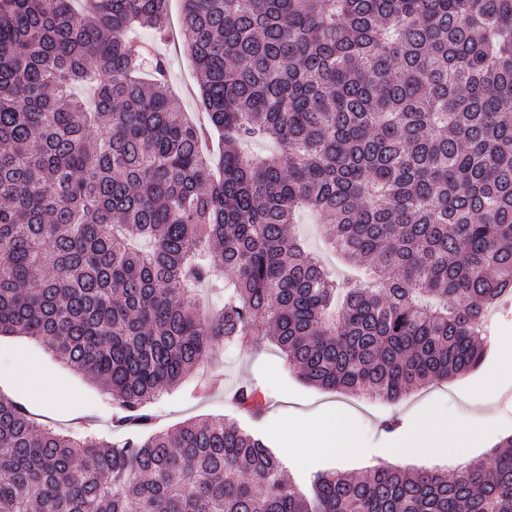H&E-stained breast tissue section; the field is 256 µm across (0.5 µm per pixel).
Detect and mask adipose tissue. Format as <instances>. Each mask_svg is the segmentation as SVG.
Returning <instances> with one entry per match:
<instances>
[{
    "label": "adipose tissue",
    "instance_id": "ef3b65f1",
    "mask_svg": "<svg viewBox=\"0 0 512 512\" xmlns=\"http://www.w3.org/2000/svg\"><path fill=\"white\" fill-rule=\"evenodd\" d=\"M477 432L466 425H451L447 420L435 417L419 419L407 440L395 448V461L408 463L415 455L447 447L455 443L457 448L470 447Z\"/></svg>",
    "mask_w": 512,
    "mask_h": 512
}]
</instances>
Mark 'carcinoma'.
Instances as JSON below:
<instances>
[{"instance_id":"1","label":"carcinoma","mask_w":512,"mask_h":512,"mask_svg":"<svg viewBox=\"0 0 512 512\" xmlns=\"http://www.w3.org/2000/svg\"><path fill=\"white\" fill-rule=\"evenodd\" d=\"M183 2L216 160L132 36L168 39L167 0H0V335L90 375L122 436L0 396V512H512V437L450 474L301 487L253 429L148 412L256 336L311 386L389 402L482 365L512 295V0ZM302 209L366 281L305 250ZM230 402L254 422L267 397ZM508 318V320H507ZM486 329L490 336H512V309H492L486 316Z\"/></svg>"}]
</instances>
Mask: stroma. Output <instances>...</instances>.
I'll list each match as a JSON object with an SVG mask.
<instances>
[{"mask_svg":"<svg viewBox=\"0 0 512 512\" xmlns=\"http://www.w3.org/2000/svg\"><path fill=\"white\" fill-rule=\"evenodd\" d=\"M156 50L168 61V77L185 110L193 114L200 127H207V117L198 106L197 76L182 40L157 44ZM21 362L34 365L38 373L26 389L16 386L13 380V372ZM501 364L500 350H493L478 369L415 389L399 404L391 405L305 384L288 367L276 346L260 336L247 350H218L209 363L189 375L178 388L153 400L150 409L155 416V431H167L188 420L230 415L228 402L233 389L244 382L255 384L270 398L256 430L299 480L326 468L359 475L370 466L389 462L391 448L403 436L401 428L386 431L389 420L412 422L428 415H443L452 423L477 419L479 439L466 449L464 458L441 451L418 457L411 464L415 470L450 472L460 460L484 459L501 440L512 436V387L489 414H482L480 407L482 385L498 373ZM0 395L24 402L40 420L56 427L79 423L106 436L112 430L111 410L100 387L29 338L0 336ZM337 412L353 417L360 439L359 453L315 448L303 440L288 442L286 428L313 426Z\"/></svg>","mask_w":512,"mask_h":512,"instance_id":"obj_1","label":"stroma"}]
</instances>
